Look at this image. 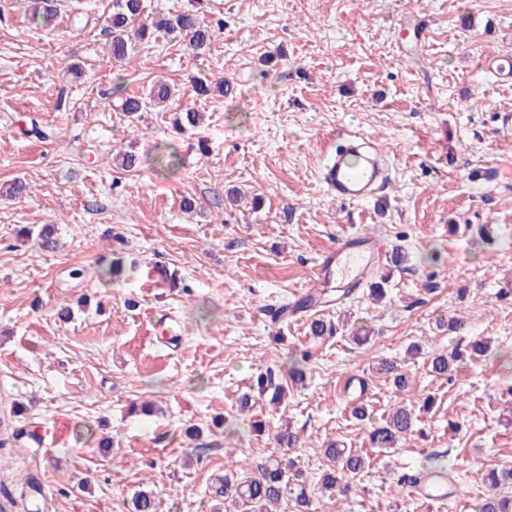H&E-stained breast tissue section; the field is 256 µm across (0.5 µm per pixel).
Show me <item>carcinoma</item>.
Returning a JSON list of instances; mask_svg holds the SVG:
<instances>
[{
  "instance_id": "obj_1",
  "label": "carcinoma",
  "mask_w": 512,
  "mask_h": 512,
  "mask_svg": "<svg viewBox=\"0 0 512 512\" xmlns=\"http://www.w3.org/2000/svg\"><path fill=\"white\" fill-rule=\"evenodd\" d=\"M29 21L35 27L47 26L53 18V12L40 5V0H30ZM105 28L112 35L110 52L112 61L118 67L128 63L138 45L153 42L159 37H171L183 41L187 50L199 57L207 52L214 36L211 26L200 19L192 10L175 13H163L152 8L147 0H111L103 16ZM123 76L116 77L115 92L119 93L118 110L129 122L139 118V114L155 110L166 105L174 96L175 88L168 83H156L142 93L127 94L123 91ZM202 123L201 114L185 109L174 113L173 125L180 131L193 130ZM118 164L125 170L141 167L159 168L163 171H177L183 161L175 147L160 144L153 156H141L131 150L124 153ZM310 335L316 338L337 334V327L320 318L311 320ZM487 352L485 344L476 340L471 344L470 355L483 357ZM457 349L447 353L436 352L431 355V371L446 376L454 370L456 362L468 355ZM307 354L302 353L291 359L288 379L297 387L305 381L303 363ZM257 393L271 396L276 402L286 396L283 385L275 372L268 369L256 377ZM416 417L413 411L405 407L391 409L382 423L369 432L374 448H392L397 440L413 431ZM325 456L336 463V469L322 477V487L331 491L358 473L362 472L366 459L352 448H338L330 445L324 449ZM258 475L245 476L226 472L216 481L213 493L224 498V503L232 506L241 503L249 512H271L273 508L292 501L298 512H317L312 500L306 493L302 481V472L294 464H285L279 458L270 455L257 466ZM489 491L482 497L477 512H512V494L504 495L499 488L512 485V469L491 470L487 474ZM130 512H157V502L151 492L139 491L132 498Z\"/></svg>"
}]
</instances>
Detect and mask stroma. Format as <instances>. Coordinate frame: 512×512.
I'll return each instance as SVG.
<instances>
[{
    "label": "stroma",
    "instance_id": "1",
    "mask_svg": "<svg viewBox=\"0 0 512 512\" xmlns=\"http://www.w3.org/2000/svg\"><path fill=\"white\" fill-rule=\"evenodd\" d=\"M54 2L45 31L29 24L28 0H0V512H127L140 490L158 512H224L214 477L255 474L286 429L318 512H474L485 472L512 468V83L483 65L512 55V0H151L196 6L211 50L196 59L161 38L121 71L103 27L74 21L86 0ZM119 74L127 92L163 79L180 95L128 122L115 110ZM199 77L236 94L197 97ZM185 108L205 114L192 135L171 125ZM33 120L49 139L24 135ZM342 131L388 154L391 179L374 199L343 204L319 181ZM164 141L180 173L113 162ZM17 180L30 193L10 196ZM231 187L244 194L235 205ZM44 224L57 252L23 233ZM351 232L408 254L388 301L363 288L317 307L341 326L331 338L309 336L308 318L266 316ZM117 258L121 277L105 280ZM157 264L178 287L157 284ZM168 312L175 345L162 335ZM451 315L464 317L462 335L438 330ZM353 323L373 328L368 344L351 341ZM475 339L485 357L431 373L432 353ZM295 350L309 354L305 388L241 409L261 370L287 378ZM383 360L405 388L377 372ZM145 401L157 415L134 413ZM359 403L369 420L353 417ZM398 403L414 409L417 433L373 448L367 429ZM331 442L370 457L346 496L319 481ZM418 469L446 470L456 497L398 486Z\"/></svg>",
    "mask_w": 512,
    "mask_h": 512
}]
</instances>
